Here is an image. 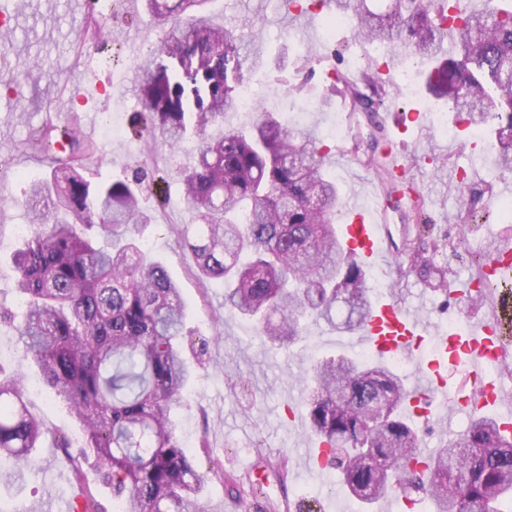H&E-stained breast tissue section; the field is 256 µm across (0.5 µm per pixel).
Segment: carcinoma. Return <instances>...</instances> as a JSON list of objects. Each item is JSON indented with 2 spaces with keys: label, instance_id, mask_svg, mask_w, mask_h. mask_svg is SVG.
<instances>
[{
  "label": "carcinoma",
  "instance_id": "1",
  "mask_svg": "<svg viewBox=\"0 0 512 512\" xmlns=\"http://www.w3.org/2000/svg\"><path fill=\"white\" fill-rule=\"evenodd\" d=\"M203 0H147L166 40L140 59L142 94L132 137L160 141L197 156L179 170L183 203L196 223L172 229L193 261L192 273L224 287V309L256 323L273 343H290L309 320L360 327L372 308L367 271L336 235L343 197L326 171L320 139L294 129L262 105L249 126L224 124L237 109L249 74L268 65L263 44L244 39L200 12ZM356 35L387 46L398 58L428 65L427 89L448 111L495 141L494 165L512 176V0H485L458 14L455 0H389L384 13L366 0H343ZM362 92L338 70L329 90L372 112L387 95L377 69ZM80 116L47 122L33 146L51 156L54 185L29 183L32 234L14 257L15 287L25 301L15 326L22 361L38 366L81 423L84 445L63 438L73 479L94 465L112 486L122 512H204L208 474L183 446L172 412L185 405L192 375L183 349L185 304L178 283L148 258L134 236L151 223L140 205L148 174L93 178L92 141L80 138ZM392 192L397 177L380 160ZM463 198L454 221L487 224ZM411 267L434 290L447 291L443 269L426 250L408 246ZM499 285L479 272L472 299ZM305 382L307 429L341 469L343 484L371 507L392 492H424L434 512H503L512 505V437L489 417L445 437L429 454L405 413L412 393L393 365L347 355L315 361ZM45 426L28 409L20 374L0 376V484L24 479ZM77 512H109L82 489Z\"/></svg>",
  "mask_w": 512,
  "mask_h": 512
}]
</instances>
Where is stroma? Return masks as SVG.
Here are the masks:
<instances>
[{
  "instance_id": "obj_1",
  "label": "stroma",
  "mask_w": 512,
  "mask_h": 512,
  "mask_svg": "<svg viewBox=\"0 0 512 512\" xmlns=\"http://www.w3.org/2000/svg\"><path fill=\"white\" fill-rule=\"evenodd\" d=\"M205 9L238 33L260 34L271 52H279L292 41L301 44L303 58L288 56L285 71L272 68L252 76L251 81L259 104L279 112L289 125H300L321 139L339 114L335 96L325 90V72L334 68L349 71L355 61L368 63L376 55L375 44L357 39L351 26L338 30L331 43L325 42L320 32L306 34L293 25V16L283 9L281 0H207ZM7 16V24L0 26V76L18 75L19 85L10 93L0 89V192L6 197L0 204V312H22L12 258L23 243L18 226L25 221L24 194L29 180L50 171L39 153L27 149L29 132L48 114L67 113L75 88L97 80L108 86V93L89 90L86 103L80 106L98 146L92 168L103 178L137 168L155 167L162 174L143 197L142 205L152 222L140 228L138 237L179 282L186 304L185 352L196 375L187 388L188 404L175 410L174 419L200 471H209L215 458L224 465L223 478L208 479L205 485V512H285V501H298L304 493L326 505V512H336L340 503L348 505L350 512H364L362 503L343 490L337 469L327 466L317 473L305 468L303 457L318 442L306 432L300 384L319 356L348 350L360 357L364 346L347 349V333L324 324L308 326L305 338L294 344L274 346L264 342L251 322L225 315L223 288L202 286L191 272L188 254L171 231L172 225L194 221L183 205L175 178L179 168L193 163V156L159 143L145 146L131 139L127 131L129 114L138 99V88L130 82L135 63L161 46L163 38L143 0L129 13L127 24L113 33L120 58L112 68L77 58L76 42L87 25L82 0H12ZM301 78L308 81L304 96L313 108L299 115L291 107L284 84ZM430 99L422 89L413 96L386 100L376 118L352 113L347 119L349 133L342 140L344 150L330 154L328 171L339 184L345 203L356 201L363 188L377 190L388 235L387 255L380 266L369 268L368 275L383 280L402 308L426 317L432 329L442 330L476 316L493 319L495 306L469 301L464 285L476 271L472 254L491 250L501 242L512 243V223L486 224L468 234L463 225L450 221L460 194H467L476 206L493 205L501 178L491 161L493 151L487 140L446 138L432 129L418 130L410 122L404 131H397L393 116L424 110ZM110 116L121 128L114 136L105 135L102 129ZM400 149L406 154L405 174L420 189L431 219L430 231L423 235L415 231L411 201L388 199L375 169L361 164L368 156L380 157ZM475 156L484 158L485 165L467 189H460L449 173L470 167ZM415 235L427 246L466 238L467 245L457 256L439 253L434 257L447 272L450 293L433 290L418 272L410 270L402 246ZM21 352L15 328L1 325L0 371L22 372L29 409L48 433L34 452L35 463L23 485L0 488V512H57L77 485L71 478L55 474L66 460L56 441L64 436L72 446H81L83 429L39 370L22 367ZM204 440L209 443L205 449L200 446ZM262 454L273 459L287 457V469H258Z\"/></svg>"
}]
</instances>
